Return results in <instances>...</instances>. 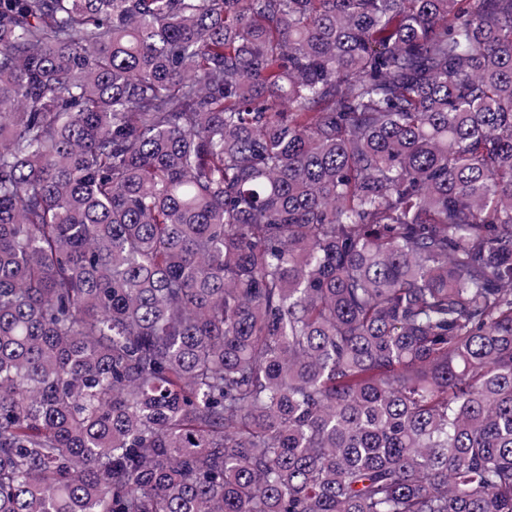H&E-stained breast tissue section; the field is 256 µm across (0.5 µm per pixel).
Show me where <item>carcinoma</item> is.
I'll return each instance as SVG.
<instances>
[{"label": "carcinoma", "instance_id": "carcinoma-1", "mask_svg": "<svg viewBox=\"0 0 512 512\" xmlns=\"http://www.w3.org/2000/svg\"><path fill=\"white\" fill-rule=\"evenodd\" d=\"M0 512H512V0H0Z\"/></svg>", "mask_w": 512, "mask_h": 512}]
</instances>
